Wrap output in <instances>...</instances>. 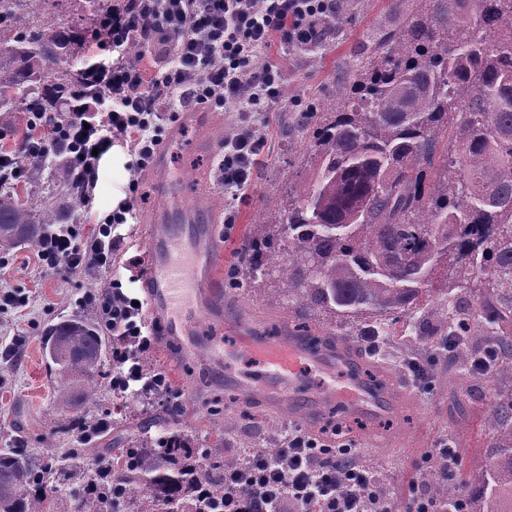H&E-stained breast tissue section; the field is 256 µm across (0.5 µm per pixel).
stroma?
<instances>
[{"instance_id":"35a3bbf8","label":"stroma","mask_w":512,"mask_h":512,"mask_svg":"<svg viewBox=\"0 0 512 512\" xmlns=\"http://www.w3.org/2000/svg\"><path fill=\"white\" fill-rule=\"evenodd\" d=\"M102 0H81L72 6L67 0H47L45 8L56 15L62 26L80 37L78 52L70 57L69 69H78L83 57L96 55L110 62L111 51L85 42L84 35L92 18L99 12ZM416 6L415 0H344L336 15V26L323 47L314 52L287 51L272 47L269 56L283 66L285 105L268 113L264 128L267 153L263 164L241 202L232 232H225L224 189L216 184L215 157L224 140L225 131L235 121L231 115L216 112L209 132V148H197L202 135L198 128H181L177 139L163 140L170 171L177 177L180 189L195 193L200 182L212 183L208 200L215 209L206 222L213 225L224 246V264H237L250 224L262 218V203L266 198L282 195L289 183L304 172L303 150L306 146L297 133L296 111L290 106L293 97L313 109L331 107L330 94L337 83L349 77V67L362 58L372 31L395 30L400 20ZM130 157L122 147H114L100 161L99 179L95 189V206L109 211L129 181L139 183L140 199L132 223L120 226L124 241L122 251L111 271L88 277L81 270L60 276L45 273L33 254L32 244L9 252H0V295L13 292L28 295V312L21 313L9 306H0V344L12 339L22 341L21 356L16 364L0 363V448L24 447L38 456L56 459L79 454L81 463L71 470L67 479H53L57 512H71L70 491L95 474L100 463L111 461L133 441L157 442L170 435L181 436L190 447H207L211 428L218 414L224 411L223 397L233 392L229 379L240 373H254L258 363L248 354L221 371L208 359L184 361L181 347L167 337H160L151 357L145 360L147 370L167 371L173 393L178 396V411L163 405L143 407L136 401L120 400L112 395V361L104 359L100 386L94 401L76 412L59 410L55 404L53 383L46 371L43 341L49 328L74 315L94 319L92 308L81 302L85 292L103 287L111 278L132 287L139 278L140 263L148 261L144 244L145 225L150 215L161 208L165 200L158 192L150 170L130 168ZM54 166L35 171L29 181L17 186L21 199L32 207L51 204L71 222L82 211V204L54 176ZM225 294L231 307L262 331L288 326V309L282 292L266 290L257 293L229 288ZM416 357L424 363L430 383L416 385L403 369L405 354L401 339L388 337L381 352V362L392 373L394 395L412 417L410 424L397 434L381 429L357 436L361 462L381 478L383 492L403 512L413 491H428L424 479L428 466L435 461L434 450L444 438H451L456 457L443 480L468 490L494 461L487 428L489 409L497 388L492 377H482L459 367L452 359L433 357L426 342H419ZM111 419V427L92 442L79 441L73 425L77 420Z\"/></svg>"}]
</instances>
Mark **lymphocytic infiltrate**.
Instances as JSON below:
<instances>
[{
    "mask_svg": "<svg viewBox=\"0 0 512 512\" xmlns=\"http://www.w3.org/2000/svg\"><path fill=\"white\" fill-rule=\"evenodd\" d=\"M337 9L338 0H112L111 10L95 17L91 35L116 53L115 62L79 69L52 109L29 112V136L0 152V189L58 158L80 186L81 214L37 239L39 264L55 273L80 269L92 276L111 269L122 245L114 230L133 216L139 185L130 182L108 213L94 211L101 156L120 143L137 168H145L165 121L199 108L224 109L239 127L225 138L215 171L224 188L225 227L233 229L236 205L264 156L260 115L285 95L281 65L260 55L274 41L290 50L321 48L330 36L326 20ZM147 53L156 58L148 73L138 62ZM83 301L112 341L113 393L135 390L147 406L168 400L165 370L143 366L156 336L145 307L135 305L116 279ZM318 446L294 428L281 438L278 453L253 454L225 471L223 512H390L382 495L364 496L377 481L359 465L356 450H337L346 467L317 466Z\"/></svg>",
    "mask_w": 512,
    "mask_h": 512,
    "instance_id": "lymphocytic-infiltrate-1",
    "label": "lymphocytic infiltrate"
}]
</instances>
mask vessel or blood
Instances as JSON below:
<instances>
[{
  "label": "vessel or blood",
  "mask_w": 512,
  "mask_h": 512,
  "mask_svg": "<svg viewBox=\"0 0 512 512\" xmlns=\"http://www.w3.org/2000/svg\"><path fill=\"white\" fill-rule=\"evenodd\" d=\"M153 174L161 195L170 196L174 182L164 152L155 154ZM209 191V185H201L197 194L182 197L178 214L160 210L152 216L147 239L151 261L141 275L148 315L163 319V335L180 341L186 359L198 350L194 337L203 312L221 309L224 303V252L216 237L205 231L198 209ZM210 350L228 365L243 352L258 360L265 377L263 395L273 404L285 401L311 411L327 400L365 419L389 415L396 408L386 391L358 376L361 358L340 338L321 345L288 334L271 339L241 328L234 344L215 343ZM309 366L328 375L339 373L342 379L311 386L304 374Z\"/></svg>",
  "instance_id": "obj_1"
}]
</instances>
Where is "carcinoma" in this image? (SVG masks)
Wrapping results in <instances>:
<instances>
[{
    "label": "carcinoma",
    "mask_w": 512,
    "mask_h": 512,
    "mask_svg": "<svg viewBox=\"0 0 512 512\" xmlns=\"http://www.w3.org/2000/svg\"><path fill=\"white\" fill-rule=\"evenodd\" d=\"M46 0H0V112L15 99L64 90L74 53L52 27L47 39L20 41L13 30L46 27ZM332 112L296 118L309 133L308 174L288 199L269 198L270 225H251L246 263L232 285L260 290L278 277L296 331L313 336L321 319L363 324L383 336L395 322L424 335L461 366L482 357L491 337L495 375L512 382V0H419L393 32L371 37L370 51L336 86ZM57 212L0 194V247L35 241ZM44 349L58 406L90 404L106 338L93 322L65 319ZM488 429L497 462L473 495L470 512H503L512 498V388L497 390ZM224 422L204 449L209 466L190 463L179 436L158 448H126L112 473L83 491L82 512H116L112 475L123 501L140 512L142 488L165 512H219L224 500ZM52 457L0 448V512H51L45 475ZM431 496L456 497L437 472Z\"/></svg>",
    "instance_id": "1"
}]
</instances>
